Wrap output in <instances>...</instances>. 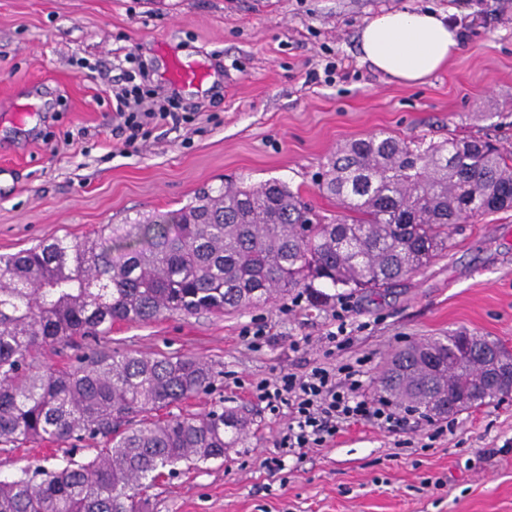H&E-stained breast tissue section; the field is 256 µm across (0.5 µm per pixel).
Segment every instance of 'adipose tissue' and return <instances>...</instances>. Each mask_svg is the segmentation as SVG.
Segmentation results:
<instances>
[{
	"label": "adipose tissue",
	"mask_w": 512,
	"mask_h": 512,
	"mask_svg": "<svg viewBox=\"0 0 512 512\" xmlns=\"http://www.w3.org/2000/svg\"><path fill=\"white\" fill-rule=\"evenodd\" d=\"M459 34L445 16L422 10L383 13L360 32L364 59L392 79L424 83L456 52Z\"/></svg>",
	"instance_id": "1"
}]
</instances>
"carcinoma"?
<instances>
[{
  "instance_id": "1",
  "label": "carcinoma",
  "mask_w": 512,
  "mask_h": 512,
  "mask_svg": "<svg viewBox=\"0 0 512 512\" xmlns=\"http://www.w3.org/2000/svg\"><path fill=\"white\" fill-rule=\"evenodd\" d=\"M319 190L336 199L335 216L280 180H231L159 221L0 255V447L96 450L0 477V512H149L146 489L165 471L221 459L249 432L245 416L222 407L154 418L213 385L196 357L100 352L56 370L29 362L32 351L105 335L117 321L224 313L296 288L327 297L317 281L390 288L447 252L461 221L512 209V153L471 136L424 148L382 133L341 147ZM463 338L393 352L380 390L438 418L505 394L488 384L451 403L484 373L478 356H448Z\"/></svg>"
}]
</instances>
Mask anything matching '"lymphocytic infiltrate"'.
<instances>
[{"label": "lymphocytic infiltrate", "mask_w": 512, "mask_h": 512, "mask_svg": "<svg viewBox=\"0 0 512 512\" xmlns=\"http://www.w3.org/2000/svg\"><path fill=\"white\" fill-rule=\"evenodd\" d=\"M115 130L124 134L126 145H133L145 122L160 125L171 118L166 108H142L140 95L121 91L115 95ZM257 398L270 412L288 411V427L279 448L302 456L307 450L324 448L340 428L368 422L390 429L402 428L407 418L388 399L369 397L363 391L360 372L352 365L313 366L303 373L283 372L255 386Z\"/></svg>", "instance_id": "obj_1"}]
</instances>
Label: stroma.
I'll return each mask as SVG.
<instances>
[{
    "label": "stroma",
    "instance_id": "35a3bbf8",
    "mask_svg": "<svg viewBox=\"0 0 512 512\" xmlns=\"http://www.w3.org/2000/svg\"><path fill=\"white\" fill-rule=\"evenodd\" d=\"M394 9L469 22L426 83L392 81L362 58L361 28ZM174 56L215 76L187 92L200 111L125 146L113 93L138 84L141 66L163 75ZM379 132L512 151V0H0L1 254L144 224L238 178L281 180L331 216L319 173L337 148ZM341 301L351 340L331 348ZM259 326L269 341L250 347L243 332ZM456 331L512 345V211L461 223L448 253L381 294L317 304L298 289L221 316L121 322L83 348L200 358L215 382L178 413L221 406L249 420L224 458L150 488L151 512H512V397L456 414L454 433L438 438L424 419L393 431L353 424L298 458L277 446L287 411L252 393L282 372L357 362L373 396L394 350ZM71 452L94 454L29 443L0 452V474Z\"/></svg>",
    "mask_w": 512,
    "mask_h": 512
}]
</instances>
